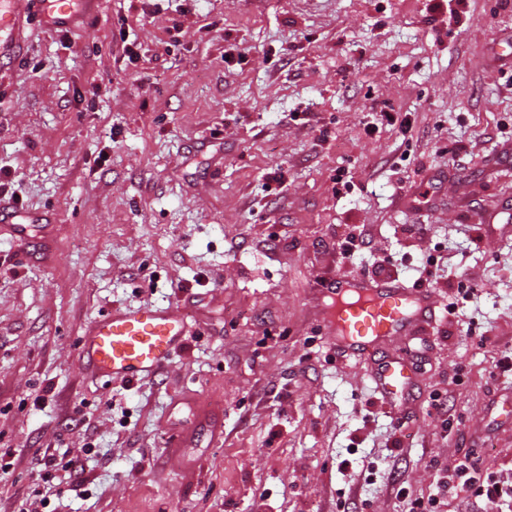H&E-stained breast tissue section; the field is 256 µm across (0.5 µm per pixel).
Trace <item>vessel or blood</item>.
Segmentation results:
<instances>
[{
	"label": "vessel or blood",
	"instance_id": "obj_1",
	"mask_svg": "<svg viewBox=\"0 0 512 512\" xmlns=\"http://www.w3.org/2000/svg\"><path fill=\"white\" fill-rule=\"evenodd\" d=\"M27 0H0V59L19 53ZM47 24L75 25L99 0H38ZM19 259L47 258V227L41 215L0 201ZM312 299L320 310L324 334L346 354L365 358L393 336H417L435 318L436 305L424 288L407 287L396 278L330 276L321 279ZM190 329L189 312L178 305L125 306L102 315L84 330L79 353L96 376L132 382L166 367ZM406 359L381 360L370 379L373 390L396 406L413 382Z\"/></svg>",
	"mask_w": 512,
	"mask_h": 512
}]
</instances>
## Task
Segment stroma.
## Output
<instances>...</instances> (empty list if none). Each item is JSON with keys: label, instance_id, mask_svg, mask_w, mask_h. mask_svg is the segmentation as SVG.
Here are the masks:
<instances>
[{"label": "stroma", "instance_id": "obj_1", "mask_svg": "<svg viewBox=\"0 0 512 512\" xmlns=\"http://www.w3.org/2000/svg\"><path fill=\"white\" fill-rule=\"evenodd\" d=\"M449 5L100 0L60 30L30 10L0 65V184L49 213L51 254L0 236V512H403L398 488L428 498L456 459L512 473V63L490 51L512 0ZM376 98L397 124L368 129ZM430 250L434 321L375 353L416 359L393 415L310 290L385 255L411 285ZM456 273L480 285L468 300ZM126 303L183 304L202 330L156 376L97 377L79 338ZM48 448L89 454L32 481Z\"/></svg>", "mask_w": 512, "mask_h": 512}]
</instances>
